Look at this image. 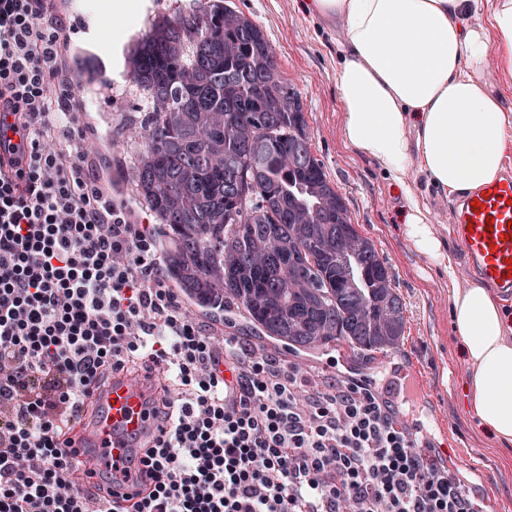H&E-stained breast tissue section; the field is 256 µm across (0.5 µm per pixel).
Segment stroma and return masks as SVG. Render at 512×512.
Instances as JSON below:
<instances>
[{
    "mask_svg": "<svg viewBox=\"0 0 512 512\" xmlns=\"http://www.w3.org/2000/svg\"><path fill=\"white\" fill-rule=\"evenodd\" d=\"M194 0H128L127 12L110 0H50L52 9L77 29L64 46L60 67L78 89L74 109L92 134L91 169L105 194L114 196L138 224L153 218L130 193L131 165L138 149L135 133L122 129L139 101L122 69L127 45L145 32L151 16L171 12ZM304 0H228L262 29L282 75L300 92L313 154L341 194L351 221L369 238L390 266L404 307V336L398 348L365 362L347 348L315 356L280 353L286 364L313 366L324 385L363 377L389 396L390 370L406 373L407 400L394 417L423 447L440 451L450 475L471 492L476 512H512V445L497 440L465 409L464 384L470 367L453 329L450 299L473 280L465 265L448 275L440 261L417 251L403 233L404 202L397 184L373 159L347 146L336 87L342 31L333 21H317ZM94 5L101 31L113 38L110 54L101 53L86 34L87 5ZM120 147H113V139ZM431 208L432 227L444 248L459 252L450 232L452 195L408 170Z\"/></svg>",
    "mask_w": 512,
    "mask_h": 512,
    "instance_id": "stroma-1",
    "label": "stroma"
}]
</instances>
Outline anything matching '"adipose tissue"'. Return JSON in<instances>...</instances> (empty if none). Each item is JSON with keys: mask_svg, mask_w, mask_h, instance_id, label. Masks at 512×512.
<instances>
[{"mask_svg": "<svg viewBox=\"0 0 512 512\" xmlns=\"http://www.w3.org/2000/svg\"><path fill=\"white\" fill-rule=\"evenodd\" d=\"M480 0H311L325 20L344 23L337 71L343 139L396 180L404 231L422 253L443 254L430 208L405 174L418 166L444 192L463 195L497 177L512 120L488 72L512 76V0H497L487 25H472ZM451 320L471 374L467 406L501 442L512 444V319L480 281L455 292Z\"/></svg>", "mask_w": 512, "mask_h": 512, "instance_id": "1", "label": "adipose tissue"}]
</instances>
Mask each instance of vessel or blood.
I'll return each mask as SVG.
<instances>
[{
    "label": "vessel or blood",
    "mask_w": 512,
    "mask_h": 512,
    "mask_svg": "<svg viewBox=\"0 0 512 512\" xmlns=\"http://www.w3.org/2000/svg\"><path fill=\"white\" fill-rule=\"evenodd\" d=\"M455 238L471 270L512 298V168L453 204ZM163 389L151 372H118L94 389L70 434L71 446L89 459L88 484L103 471L121 473L139 448L159 434L151 400Z\"/></svg>",
    "instance_id": "obj_1"
}]
</instances>
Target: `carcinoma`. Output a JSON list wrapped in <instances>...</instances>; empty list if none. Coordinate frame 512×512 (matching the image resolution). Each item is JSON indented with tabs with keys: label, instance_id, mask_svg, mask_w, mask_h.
<instances>
[{
	"label": "carcinoma",
	"instance_id": "carcinoma-1",
	"mask_svg": "<svg viewBox=\"0 0 512 512\" xmlns=\"http://www.w3.org/2000/svg\"><path fill=\"white\" fill-rule=\"evenodd\" d=\"M154 21L128 58L141 96L133 194L157 218L170 279L245 312L292 351L397 348L401 298L314 156L297 89L262 30L220 0Z\"/></svg>",
	"mask_w": 512,
	"mask_h": 512
}]
</instances>
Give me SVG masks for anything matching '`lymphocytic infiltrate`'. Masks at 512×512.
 <instances>
[{"label":"lymphocytic infiltrate","mask_w":512,"mask_h":512,"mask_svg":"<svg viewBox=\"0 0 512 512\" xmlns=\"http://www.w3.org/2000/svg\"><path fill=\"white\" fill-rule=\"evenodd\" d=\"M70 24L0 0V512H475L367 382L225 347L189 315L154 238L105 195L74 86ZM141 363L176 399L126 507L92 499L65 435L93 387Z\"/></svg>","instance_id":"lymphocytic-infiltrate-1"}]
</instances>
